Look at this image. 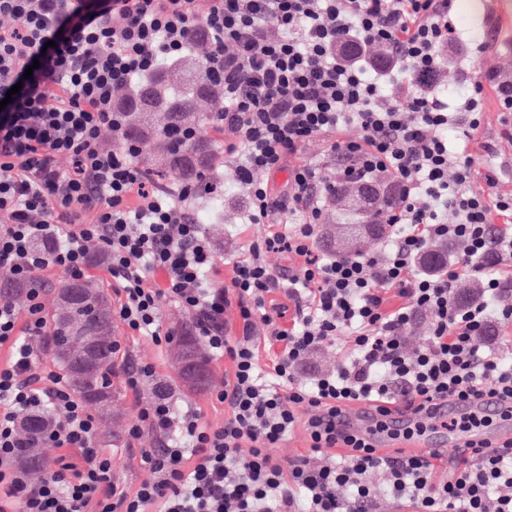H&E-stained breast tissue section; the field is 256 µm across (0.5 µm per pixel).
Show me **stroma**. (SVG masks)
Instances as JSON below:
<instances>
[{"label": "stroma", "mask_w": 512, "mask_h": 512, "mask_svg": "<svg viewBox=\"0 0 512 512\" xmlns=\"http://www.w3.org/2000/svg\"><path fill=\"white\" fill-rule=\"evenodd\" d=\"M470 3L471 0H456L453 13L461 26L462 41L449 48L439 79L444 89L457 96L462 94L474 74L512 69V16L491 20L493 35L488 38L478 30V17L471 11ZM204 136L211 148L221 154L216 168V186L224 194L226 220L221 224H207L203 227L216 256V270L211 280L219 286L229 281L233 263L245 254L248 245L266 236L270 227L244 221L248 200L241 190L232 185L236 162L222 154L225 139L223 128L207 126ZM469 142L471 149L476 151L486 144L495 145L492 164L512 160V138L507 137L502 130L494 96H487L481 126L471 133ZM114 334L126 347L133 361L154 365L156 380L172 383L171 401L176 411L197 409L209 422L223 421L224 409L213 405L210 390L189 391L182 386L176 369L173 344L155 345L150 339L130 335L119 324L115 325ZM151 395V388L147 385L137 393L124 388L114 397L108 410L97 413L99 429L95 442L97 447L111 455L112 478L122 488L136 487L149 475L139 450L127 447L126 429L132 420V407L136 398L146 399Z\"/></svg>", "instance_id": "stroma-1"}]
</instances>
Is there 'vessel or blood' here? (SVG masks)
Returning <instances> with one entry per match:
<instances>
[{"label": "vessel or blood", "instance_id": "obj_1", "mask_svg": "<svg viewBox=\"0 0 512 512\" xmlns=\"http://www.w3.org/2000/svg\"><path fill=\"white\" fill-rule=\"evenodd\" d=\"M436 424L429 433L421 435L414 442L404 445L393 439V432L409 426L415 419L413 413L408 411H395L389 415V433H382L376 429L378 414L374 408L366 404L356 403L345 408L336 417V429L341 433H358L366 436L378 448L403 447L404 451H416L426 455L433 451L445 448L463 450L466 443L472 441H493L502 443L512 439V420L501 417L498 401L485 397L472 403H461L454 399L437 401L430 409ZM479 413L491 421L490 428L462 433L447 429L445 423L448 419L458 416Z\"/></svg>", "mask_w": 512, "mask_h": 512}]
</instances>
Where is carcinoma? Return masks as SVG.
I'll return each mask as SVG.
<instances>
[{"instance_id":"obj_1","label":"carcinoma","mask_w":512,"mask_h":512,"mask_svg":"<svg viewBox=\"0 0 512 512\" xmlns=\"http://www.w3.org/2000/svg\"><path fill=\"white\" fill-rule=\"evenodd\" d=\"M222 97L223 85L209 76L207 60L188 54L164 63L153 78L134 81L124 89L122 98L129 115L120 137L139 147L135 161L143 165L150 178L160 180L174 174L181 186L205 200L203 208L189 213L197 224L224 223V196L216 191L212 181L217 156L209 144L197 136L200 128L215 124V115L200 111L201 103ZM398 201L399 196L395 194H380L371 209L360 217L369 230L351 241L340 237L336 240V249L346 255L384 238L390 231V225L384 223L385 214L396 207ZM448 254V244L437 243L420 256L419 262L425 269L436 271L448 260ZM41 287L43 284L37 278L14 281L0 276L1 299L21 300L32 289ZM71 288L80 289L79 298L57 300L49 320L48 343L72 394L90 405L105 408L117 393L109 372L112 305L93 281L71 283L66 280L59 293ZM173 334L179 346H190L199 363L208 364L194 323L181 324L174 328ZM52 419V413L46 410L24 423L20 454L30 473H39L45 467L37 445Z\"/></svg>"}]
</instances>
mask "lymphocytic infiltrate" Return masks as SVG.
<instances>
[{
  "instance_id": "lymphocytic-infiltrate-1",
  "label": "lymphocytic infiltrate",
  "mask_w": 512,
  "mask_h": 512,
  "mask_svg": "<svg viewBox=\"0 0 512 512\" xmlns=\"http://www.w3.org/2000/svg\"><path fill=\"white\" fill-rule=\"evenodd\" d=\"M0 269L28 280L55 269L83 277L87 249L107 259L124 327L161 343V306L175 302L195 319L212 356L227 361L215 401L224 419L176 413L160 397L137 400L128 444L141 445L148 479L132 489L112 480V459L97 448L98 422L46 365L30 340L45 335L43 294L25 311L0 300V512H377L367 474L389 499L422 512H512V441L480 443L469 461L435 480L422 456L391 457L362 435H338L334 420L352 403L398 407L429 417L440 398L488 395L512 415V361L477 343L495 321L512 322V232L491 238L494 220L512 223V194L480 177L459 128L477 130L486 93L512 112V82L488 73L465 91L462 112L435 91L443 53L459 35L448 0H0ZM204 24L211 72L224 86L216 122L240 156L234 179L248 218L276 230L252 241L228 284L207 285L214 252L200 225L167 187L136 165L137 145L103 147L100 132H120L118 88L183 54ZM385 51L373 66L364 47ZM38 65L37 78L25 79ZM354 124L358 139L343 138ZM331 133L346 179L396 189L383 256L318 255L324 168L287 167L313 138ZM66 156L62 168L57 157ZM287 170L275 188L269 174ZM64 236L46 252L37 240ZM463 247L458 265L421 273L415 260L436 241ZM302 257L275 270L266 255ZM478 273L482 301L458 305L453 285ZM162 280L148 285L147 278ZM431 314L423 348L406 335L419 312ZM346 338L336 370L301 382L313 350ZM53 421L43 446L76 451L38 478L14 468L21 422L45 407ZM302 431L308 452L273 450ZM162 440L145 447L146 437Z\"/></svg>"
}]
</instances>
